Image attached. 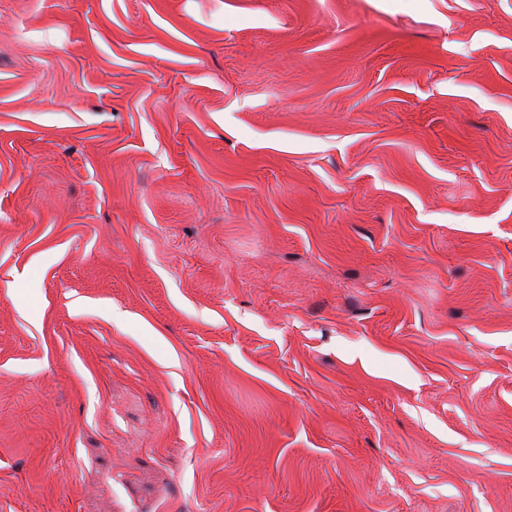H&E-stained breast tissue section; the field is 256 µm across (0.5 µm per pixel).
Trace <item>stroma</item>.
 Wrapping results in <instances>:
<instances>
[{"mask_svg": "<svg viewBox=\"0 0 512 512\" xmlns=\"http://www.w3.org/2000/svg\"><path fill=\"white\" fill-rule=\"evenodd\" d=\"M0 512H512V0H0Z\"/></svg>", "mask_w": 512, "mask_h": 512, "instance_id": "stroma-1", "label": "stroma"}]
</instances>
